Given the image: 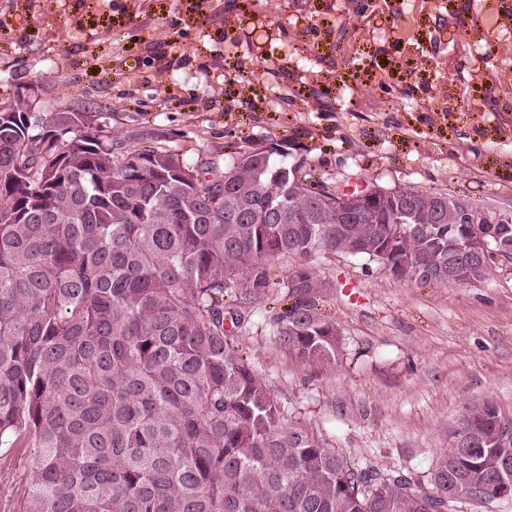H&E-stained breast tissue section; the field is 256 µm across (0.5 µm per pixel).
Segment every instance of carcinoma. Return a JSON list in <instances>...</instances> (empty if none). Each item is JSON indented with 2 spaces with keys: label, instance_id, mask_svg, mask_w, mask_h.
Instances as JSON below:
<instances>
[{
  "label": "carcinoma",
  "instance_id": "cac0c4a2",
  "mask_svg": "<svg viewBox=\"0 0 512 512\" xmlns=\"http://www.w3.org/2000/svg\"><path fill=\"white\" fill-rule=\"evenodd\" d=\"M285 147L207 181L87 112H0V469L31 459L21 512H451L512 484V416L490 401L448 429L426 486L285 418L236 349L280 288L279 344L338 359L323 258L448 286L486 274L462 214L512 244V210L378 185L338 199ZM281 257L297 265L277 279Z\"/></svg>",
  "mask_w": 512,
  "mask_h": 512
}]
</instances>
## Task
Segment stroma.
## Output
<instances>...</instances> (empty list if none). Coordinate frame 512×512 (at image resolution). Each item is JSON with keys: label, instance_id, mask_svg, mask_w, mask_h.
Here are the masks:
<instances>
[{"label": "stroma", "instance_id": "35a3bbf8", "mask_svg": "<svg viewBox=\"0 0 512 512\" xmlns=\"http://www.w3.org/2000/svg\"><path fill=\"white\" fill-rule=\"evenodd\" d=\"M90 112L201 169L287 142L313 177L512 210V0H0V105ZM339 361L238 347L290 417L357 466L428 482L475 400L512 416V258L441 286L325 260Z\"/></svg>", "mask_w": 512, "mask_h": 512}]
</instances>
